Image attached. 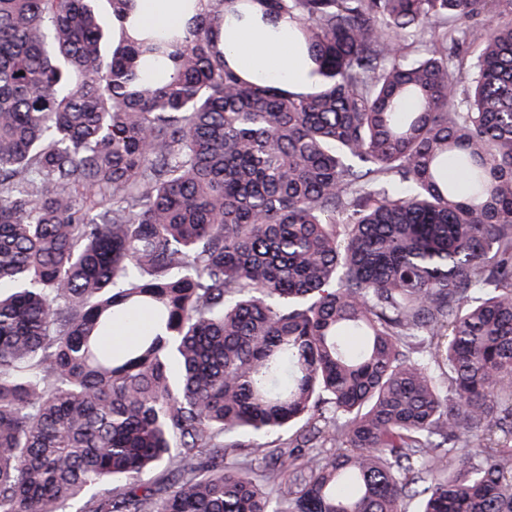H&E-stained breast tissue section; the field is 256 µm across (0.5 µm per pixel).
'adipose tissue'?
Segmentation results:
<instances>
[{
  "instance_id": "ef3b65f1",
  "label": "adipose tissue",
  "mask_w": 512,
  "mask_h": 512,
  "mask_svg": "<svg viewBox=\"0 0 512 512\" xmlns=\"http://www.w3.org/2000/svg\"><path fill=\"white\" fill-rule=\"evenodd\" d=\"M182 0H137L135 25L142 31H161L181 25ZM224 45L241 67L264 78L306 86L308 70L287 38H272L259 30L236 26L225 30Z\"/></svg>"
}]
</instances>
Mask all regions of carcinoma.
<instances>
[{
	"mask_svg": "<svg viewBox=\"0 0 512 512\" xmlns=\"http://www.w3.org/2000/svg\"><path fill=\"white\" fill-rule=\"evenodd\" d=\"M94 2L0 0V512H512V0ZM183 0H137L136 27L141 31H161L181 25ZM224 46L241 67L263 78L304 87L308 70L286 37H266L257 29L231 26L225 29Z\"/></svg>",
	"mask_w": 512,
	"mask_h": 512,
	"instance_id": "obj_1",
	"label": "carcinoma"
}]
</instances>
